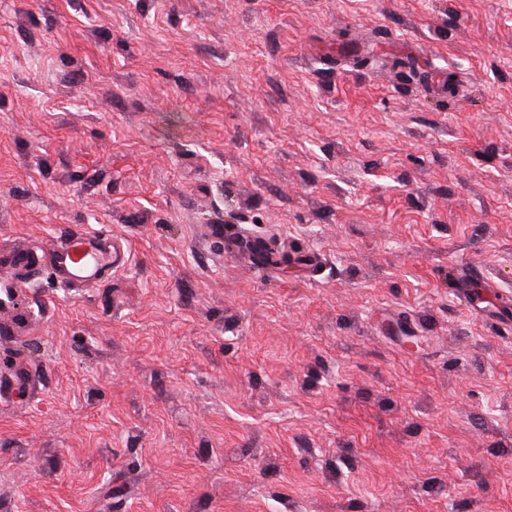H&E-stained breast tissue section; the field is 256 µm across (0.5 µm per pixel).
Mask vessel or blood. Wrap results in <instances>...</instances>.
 I'll list each match as a JSON object with an SVG mask.
<instances>
[{"label": "vessel or blood", "mask_w": 512, "mask_h": 512, "mask_svg": "<svg viewBox=\"0 0 512 512\" xmlns=\"http://www.w3.org/2000/svg\"><path fill=\"white\" fill-rule=\"evenodd\" d=\"M128 258V247L121 238L72 234L53 251L50 270L62 282H95L124 266Z\"/></svg>", "instance_id": "vessel-or-blood-1"}]
</instances>
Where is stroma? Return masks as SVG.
<instances>
[{
  "label": "stroma",
  "mask_w": 512,
  "mask_h": 512,
  "mask_svg": "<svg viewBox=\"0 0 512 512\" xmlns=\"http://www.w3.org/2000/svg\"><path fill=\"white\" fill-rule=\"evenodd\" d=\"M73 233L0 512H512V0H0V257ZM128 258L127 244L119 237L71 234L51 254L50 270L61 282H95L124 266Z\"/></svg>",
  "instance_id": "35a3bbf8"
}]
</instances>
